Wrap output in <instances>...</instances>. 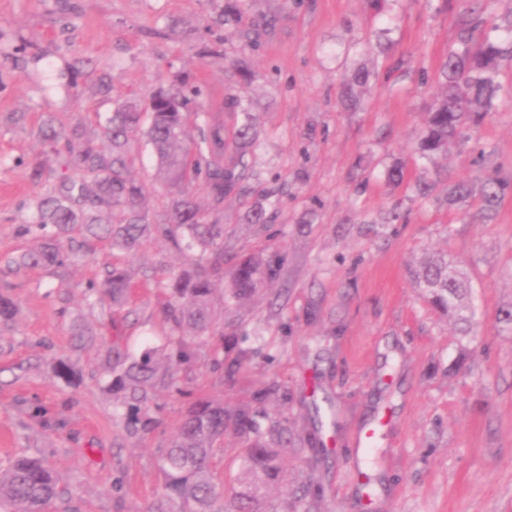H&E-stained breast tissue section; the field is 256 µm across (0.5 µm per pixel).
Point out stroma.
<instances>
[{
	"label": "stroma",
	"mask_w": 512,
	"mask_h": 512,
	"mask_svg": "<svg viewBox=\"0 0 512 512\" xmlns=\"http://www.w3.org/2000/svg\"><path fill=\"white\" fill-rule=\"evenodd\" d=\"M0 0V260L33 248L20 228L57 182L36 136L47 116L95 127L117 102L145 99L181 72L200 94L191 111L225 118L224 99L247 96L257 131L252 191L224 203V268L280 256L278 280L239 306L214 300L223 340L199 349L180 392L154 403L161 423L131 435L105 391L111 342L140 353L165 341L166 297L156 281L178 272L182 253L151 239L121 265L134 285L127 309L94 306L85 287L96 261L13 271L0 263V294L18 314L0 324V467L17 455L52 467L64 500L55 512H146L162 495L157 448L177 430L191 398L251 402L267 383L288 388L292 438L285 478L268 512H512V191L492 221L478 199L454 206L449 182L491 173L512 179V60L499 66L495 109L446 155L427 162L416 144L439 90L438 64L461 35L463 0ZM271 30L258 34L261 18ZM255 71L243 85L234 62ZM365 73L359 110L340 103L343 82ZM114 78L97 91L99 76ZM46 160L41 181L31 168ZM404 180H386L394 164ZM287 184L270 224H248L265 189ZM431 185L428 198L417 187ZM398 221H390V211ZM445 251L465 266L475 333L460 336L432 311L411 270ZM81 322L92 338L74 347ZM250 358L234 378L213 364ZM67 360L74 382L55 376ZM330 398L336 424L318 431L315 402ZM380 427L372 456L358 439ZM318 483V506L301 490Z\"/></svg>",
	"instance_id": "stroma-1"
}]
</instances>
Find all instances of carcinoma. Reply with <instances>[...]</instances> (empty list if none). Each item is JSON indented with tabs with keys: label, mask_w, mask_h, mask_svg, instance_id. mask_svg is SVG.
<instances>
[{
	"label": "carcinoma",
	"mask_w": 512,
	"mask_h": 512,
	"mask_svg": "<svg viewBox=\"0 0 512 512\" xmlns=\"http://www.w3.org/2000/svg\"><path fill=\"white\" fill-rule=\"evenodd\" d=\"M512 57V46L502 47L486 35H467L448 51L441 64V93L428 112L419 140L420 158L431 160L448 152V143L489 112L498 97V66ZM359 74L343 83L342 103L350 108L361 100ZM186 83L171 76L169 85L148 96L146 104L132 99L116 106L111 115L89 131L80 122L71 125L43 122L38 138L49 152L66 159L58 185L34 202V221L23 226L38 246L6 259L10 268H56L91 254L86 243L71 237L81 228L85 237L107 238L112 248L133 253L149 237L161 235L187 252L182 271L157 281L167 296L164 318L167 341L131 355L118 343L107 354L106 389L121 400L117 415L133 433L149 434L159 424L152 412V396L177 388L178 372L195 362L199 348L210 344L214 333L213 300L224 291V200L243 194L249 176L247 156L257 132L249 100L233 97L224 111L236 124L227 142L224 124L204 112L185 111ZM146 141L157 159V180L168 192L167 219L156 222L148 206L149 190L130 174L140 141ZM202 182L210 210L201 208L195 184ZM512 184L496 175L481 186L483 217L494 219ZM472 187L458 181L448 187V206L469 197ZM275 211L255 206L245 217L249 224H267ZM276 257L249 260L231 273L229 298L240 303L266 281L279 278ZM422 298L437 312L454 319L464 335L473 333L475 308L461 262L446 253L426 258L413 272ZM88 298L106 295L112 305L130 302L129 275L111 262L99 265L98 277L87 286ZM288 404V388L272 381L261 389L255 404L224 407V400L201 396L188 405L181 424L158 449L163 481L162 499L148 512H259L258 502L271 486L282 482L281 452L288 443V428L281 419L262 426V406ZM245 441L241 477L226 485L216 480L215 444L227 428ZM65 489L42 459L19 456L0 469V512H44L63 498Z\"/></svg>",
	"instance_id": "1"
}]
</instances>
